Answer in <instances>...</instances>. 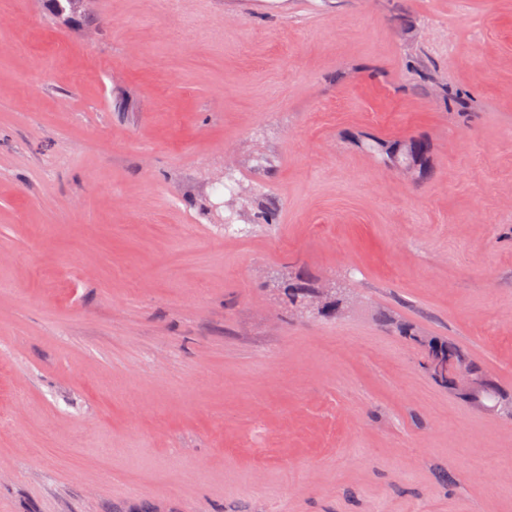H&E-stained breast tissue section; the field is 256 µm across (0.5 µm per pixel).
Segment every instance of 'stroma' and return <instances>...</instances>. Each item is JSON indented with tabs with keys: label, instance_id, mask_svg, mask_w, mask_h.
<instances>
[{
	"label": "stroma",
	"instance_id": "stroma-1",
	"mask_svg": "<svg viewBox=\"0 0 512 512\" xmlns=\"http://www.w3.org/2000/svg\"><path fill=\"white\" fill-rule=\"evenodd\" d=\"M430 338L512 394V0H0V512H512ZM411 141L395 144L389 150L390 165L402 176L413 179L416 173H421L420 161L412 158ZM313 290L314 288L303 280H299L298 283L288 288L289 295H291L293 299L309 296ZM340 290L341 288H336L335 300V296L333 295L334 291L331 288H320L315 291L313 295L302 299L299 304H297L296 301V307L302 313L328 315L332 310L333 304L336 303V307L339 304L338 294Z\"/></svg>",
	"mask_w": 512,
	"mask_h": 512
}]
</instances>
